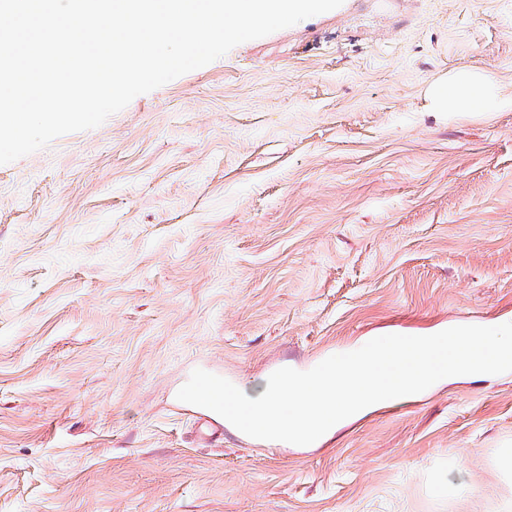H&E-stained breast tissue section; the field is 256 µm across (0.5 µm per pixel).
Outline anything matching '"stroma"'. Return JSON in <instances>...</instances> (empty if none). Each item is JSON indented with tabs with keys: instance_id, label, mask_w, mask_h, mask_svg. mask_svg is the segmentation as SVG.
Masks as SVG:
<instances>
[{
	"instance_id": "obj_1",
	"label": "stroma",
	"mask_w": 512,
	"mask_h": 512,
	"mask_svg": "<svg viewBox=\"0 0 512 512\" xmlns=\"http://www.w3.org/2000/svg\"><path fill=\"white\" fill-rule=\"evenodd\" d=\"M512 0H344L0 165V512H505L512 372L308 445L208 443L194 369L512 322ZM431 95L437 110L445 111L449 106L457 112L481 110L488 101L496 98L490 85L472 74L454 77L448 84L435 86Z\"/></svg>"
}]
</instances>
